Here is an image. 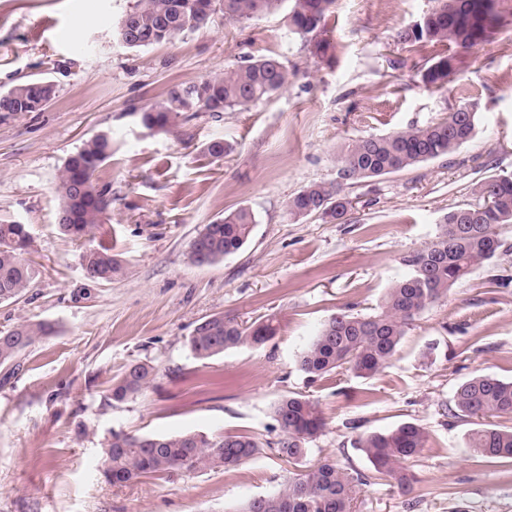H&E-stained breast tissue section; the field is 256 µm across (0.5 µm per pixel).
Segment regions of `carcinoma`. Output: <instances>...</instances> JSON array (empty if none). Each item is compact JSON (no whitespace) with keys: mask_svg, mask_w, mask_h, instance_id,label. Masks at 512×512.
Instances as JSON below:
<instances>
[{"mask_svg":"<svg viewBox=\"0 0 512 512\" xmlns=\"http://www.w3.org/2000/svg\"><path fill=\"white\" fill-rule=\"evenodd\" d=\"M422 20L398 33L403 44L450 42L472 48L487 41L499 23L496 0H436ZM334 0H137L130 19L131 38L123 45L138 49L173 40L187 31L205 28L218 12L228 22L244 23L287 11L289 30L309 38L311 53L321 59L331 48L322 37L324 22ZM456 59L443 56L421 69L425 87L441 90L454 74ZM294 73L278 58L268 56L229 66L218 76L188 87L175 86L166 99L140 112L142 125L166 130L187 112H226L268 99L283 90ZM55 85L33 79L0 90V112H36L53 98ZM477 106L459 101L447 115L426 126L409 127L381 136L358 139L337 157L336 183L315 182L289 198L293 219L315 215L324 222L345 219L351 202L342 186L399 172L419 163L447 157L474 135ZM112 155V134L103 131L86 140L66 161L57 187L58 225L74 239H82L106 223L111 201L99 186L96 172ZM478 202L448 212L435 238L403 259L405 271L386 289L372 314L341 311L331 316L297 356L300 371L321 379L339 369L360 377L376 374L391 362L406 330L429 306L441 301L460 280L491 260L505 245L502 229L512 228V174H495L480 183ZM255 225L253 213L237 208L206 224L189 245L195 265H209L241 250ZM29 243L26 225L0 223V302L17 300L30 287L38 271L23 258ZM81 264L88 279L110 282L122 264L106 248H86ZM272 317L249 324L222 314L199 323L187 339L198 360L228 349L263 345L276 336ZM52 333L45 322L23 324L0 332V364L7 363L37 340ZM155 367L148 362L127 365L113 381L111 399L124 402L144 393L153 383ZM456 411L464 416L512 419V380L475 375L455 391ZM279 438L263 443L252 434L220 436L200 432L171 435H131L114 432L101 448L103 476L112 484L176 471H207L237 467L261 448L273 447L290 464L305 458L308 444L326 425L318 402L300 393L284 395L272 407ZM427 434L405 422L392 429L359 436L356 447L365 454L380 478L393 480L403 491L411 489L414 474L407 462L426 447ZM470 445L488 462L512 463V427L489 423L476 430ZM369 476L351 473L332 458L288 478L278 491L242 504L239 512H354L360 486Z\"/></svg>","mask_w":512,"mask_h":512,"instance_id":"obj_1","label":"carcinoma"}]
</instances>
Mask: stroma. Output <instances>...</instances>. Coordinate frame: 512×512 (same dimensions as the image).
Here are the masks:
<instances>
[{
    "instance_id": "35a3bbf8",
    "label": "stroma",
    "mask_w": 512,
    "mask_h": 512,
    "mask_svg": "<svg viewBox=\"0 0 512 512\" xmlns=\"http://www.w3.org/2000/svg\"><path fill=\"white\" fill-rule=\"evenodd\" d=\"M135 2L0 0V90L41 78L56 88L41 111L0 114V222L26 225L25 257L39 271L19 300L0 304V332L53 327L0 364V512H236L322 457L369 473L356 439L404 422L428 434L411 464L416 483L405 494L371 480L355 512H512V466L479 458L469 446L478 419L450 414L473 375L512 379V228L505 251L428 307L375 375L313 380L297 366L329 317L372 313L444 215L474 202L489 175L512 173V0H497V31L470 49L398 42L434 0H335L328 61L281 12L244 24L218 14L172 42L129 49L113 31ZM448 54L447 88L425 87L422 65ZM266 56L295 72L271 98L198 112L169 131L142 126L140 108L172 87ZM462 99L477 103L479 122L456 154L345 187V223L289 218V197L336 181V158L353 140L438 121ZM101 130L112 133V155L97 178L112 205L84 243L57 224V186L68 157ZM216 138L230 147L220 161L206 152ZM239 207L256 219L248 243L217 264H191L203 225ZM88 244L121 260L112 282L85 276ZM215 314L273 316L280 329L262 346L201 361L186 339ZM134 361L155 365V380L115 402L112 379ZM294 392L318 401L326 419L297 465L270 446L272 406ZM115 431L249 433L265 446L228 471L114 485L100 448Z\"/></svg>"
}]
</instances>
